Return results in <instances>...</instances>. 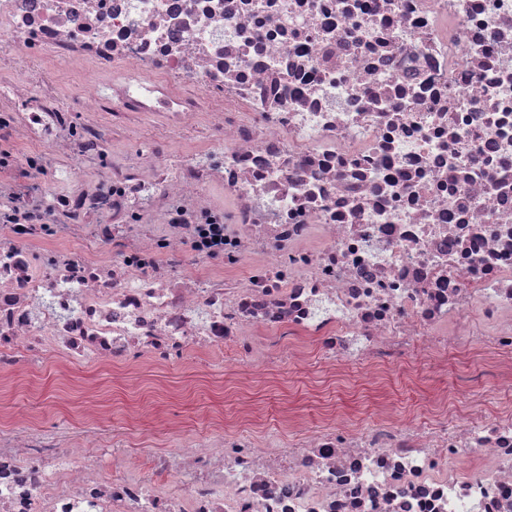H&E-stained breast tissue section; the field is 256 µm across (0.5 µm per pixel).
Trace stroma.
I'll return each instance as SVG.
<instances>
[{"label": "stroma", "mask_w": 512, "mask_h": 512, "mask_svg": "<svg viewBox=\"0 0 512 512\" xmlns=\"http://www.w3.org/2000/svg\"><path fill=\"white\" fill-rule=\"evenodd\" d=\"M233 353L210 348L204 356L188 353L162 369H146L122 376L110 367L87 361L72 362L67 377H60L56 358L37 363L25 374L0 384V403L7 411L23 413L45 431L80 427V413L95 404L94 421L104 435L128 434L137 444L156 449L173 447L177 437L205 431L216 411L235 419L242 406L234 383L225 381L224 365ZM448 376L434 384L389 372L390 399L394 409H416L421 394L449 397L452 381L477 372L482 360L476 354L447 358ZM357 373L336 374L320 367L284 363L276 372L255 379V396L249 407L261 416L259 439L285 435L277 414L291 408L307 422H316L335 408L342 392L357 389Z\"/></svg>", "instance_id": "35a3bbf8"}]
</instances>
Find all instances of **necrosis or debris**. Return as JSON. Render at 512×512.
I'll return each instance as SVG.
<instances>
[{"mask_svg": "<svg viewBox=\"0 0 512 512\" xmlns=\"http://www.w3.org/2000/svg\"><path fill=\"white\" fill-rule=\"evenodd\" d=\"M0 44L81 71L89 114L0 84V374L222 345L253 374L311 342L372 384L483 357L460 414L380 400L266 441L218 414L167 450L113 436L107 464L94 427L17 420L0 512H512L485 389L512 390V0H0ZM102 86L143 150L106 147Z\"/></svg>", "mask_w": 512, "mask_h": 512, "instance_id": "4bbe7bcc", "label": "necrosis or debris"}]
</instances>
